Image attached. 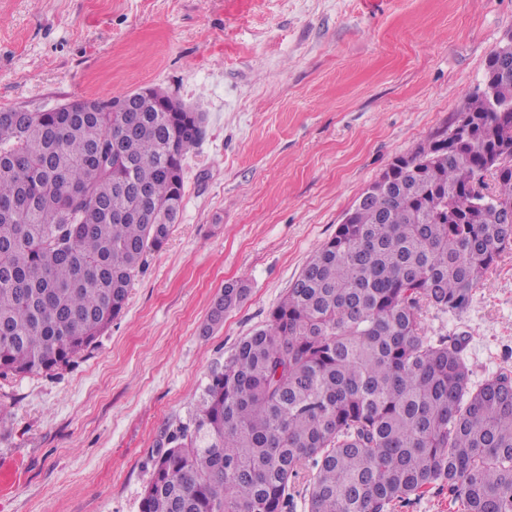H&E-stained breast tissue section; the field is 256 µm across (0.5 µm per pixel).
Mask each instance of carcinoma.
Returning a JSON list of instances; mask_svg holds the SVG:
<instances>
[{
    "label": "carcinoma",
    "mask_w": 512,
    "mask_h": 512,
    "mask_svg": "<svg viewBox=\"0 0 512 512\" xmlns=\"http://www.w3.org/2000/svg\"><path fill=\"white\" fill-rule=\"evenodd\" d=\"M76 103L95 111L0 109V377L70 365L123 314L206 133L180 102ZM458 116L468 128L396 158L211 372L140 512H292L303 469L307 512H392L437 483L459 512H512V373L472 386L465 339L421 322L468 306L512 249V49L488 58ZM248 293L225 284L205 332Z\"/></svg>",
    "instance_id": "carcinoma-1"
}]
</instances>
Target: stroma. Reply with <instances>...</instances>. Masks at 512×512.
<instances>
[{
	"instance_id": "35a3bbf8",
	"label": "stroma",
	"mask_w": 512,
	"mask_h": 512,
	"mask_svg": "<svg viewBox=\"0 0 512 512\" xmlns=\"http://www.w3.org/2000/svg\"><path fill=\"white\" fill-rule=\"evenodd\" d=\"M512 35V0H0V108L140 88L207 115L185 198L122 316L73 365L0 379V512H140L151 458L395 158L453 123ZM247 298L203 335L225 283ZM473 385L512 371V249L471 303Z\"/></svg>"
}]
</instances>
